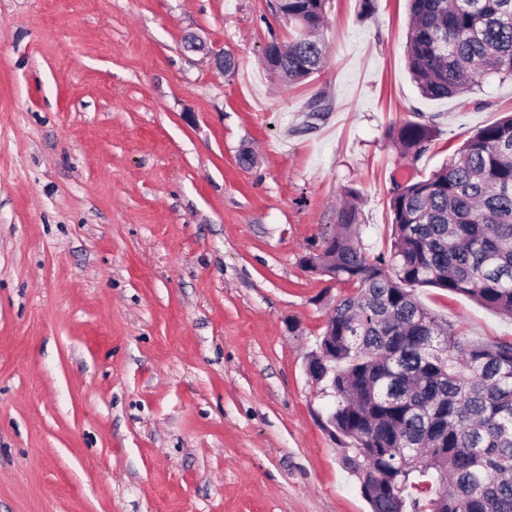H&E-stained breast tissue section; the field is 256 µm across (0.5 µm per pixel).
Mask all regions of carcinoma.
<instances>
[{
  "instance_id": "obj_1",
  "label": "carcinoma",
  "mask_w": 512,
  "mask_h": 512,
  "mask_svg": "<svg viewBox=\"0 0 512 512\" xmlns=\"http://www.w3.org/2000/svg\"><path fill=\"white\" fill-rule=\"evenodd\" d=\"M329 0H277L309 39L284 44L289 83L327 62L320 14ZM410 73L443 99L495 73L512 79V0H411ZM435 130L405 122L403 152L421 156ZM325 259L310 268L352 292L332 298L319 377L335 394L331 428L372 512H512V340L476 343L417 298L434 287L512 319V115L480 128L438 169L394 183L390 247L369 257L356 194Z\"/></svg>"
}]
</instances>
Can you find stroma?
I'll list each match as a JSON object with an SVG mask.
<instances>
[{
    "label": "stroma",
    "mask_w": 512,
    "mask_h": 512,
    "mask_svg": "<svg viewBox=\"0 0 512 512\" xmlns=\"http://www.w3.org/2000/svg\"><path fill=\"white\" fill-rule=\"evenodd\" d=\"M271 2L0 0V512H371L305 369L344 287L302 258L349 189L386 252L394 182L511 114L512 80L426 99L407 0H331L326 66L286 85ZM409 120L438 130L417 159L390 135ZM418 295L512 339L473 299ZM186 47L195 50V51H206V54H209L213 60L216 68L223 73H229L235 70V61L231 54L226 55L224 49H215L206 46L204 40H202L199 36L195 34H190L186 37ZM225 54V56H224Z\"/></svg>",
    "instance_id": "35a3bbf8"
}]
</instances>
